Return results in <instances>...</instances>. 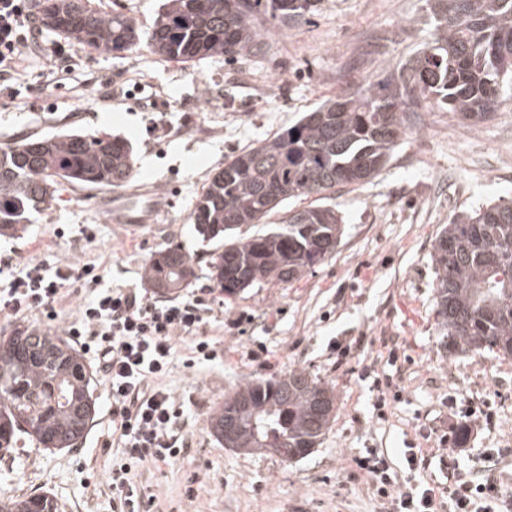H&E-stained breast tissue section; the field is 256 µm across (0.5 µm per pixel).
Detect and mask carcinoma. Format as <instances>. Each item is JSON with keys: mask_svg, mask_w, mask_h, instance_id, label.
<instances>
[{"mask_svg": "<svg viewBox=\"0 0 512 512\" xmlns=\"http://www.w3.org/2000/svg\"><path fill=\"white\" fill-rule=\"evenodd\" d=\"M312 0H168L150 48L182 62L242 58L260 44L261 17L298 22ZM432 38L396 73L327 99L276 137L224 160L199 196L194 230L223 241L211 262L216 286L235 296L256 283H289L336 253L341 218L328 206L292 208L280 224L250 236L286 200L320 195L375 177L410 128L438 107L477 124L512 99V0H427ZM42 28L107 53L140 43L121 12L85 0H36ZM133 172L127 146L107 135L25 138L0 147V235L47 206L63 183L120 188ZM435 317L452 351L512 358V201L456 214L436 235ZM151 286L168 293L195 277L174 245L149 260ZM335 394L304 370L250 379L210 415L212 434L256 435L250 451L284 448L288 461L315 447L335 411ZM96 414L92 377L62 337L18 325L0 336V450L19 435L44 448H71ZM11 512H56L44 494L9 496Z\"/></svg>", "mask_w": 512, "mask_h": 512, "instance_id": "obj_1", "label": "carcinoma"}]
</instances>
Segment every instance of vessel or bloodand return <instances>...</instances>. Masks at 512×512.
Here are the masks:
<instances>
[{
	"label": "vessel or blood",
	"instance_id": "b4317fda",
	"mask_svg": "<svg viewBox=\"0 0 512 512\" xmlns=\"http://www.w3.org/2000/svg\"><path fill=\"white\" fill-rule=\"evenodd\" d=\"M95 206L112 224H155L161 216L158 190L146 183L97 196Z\"/></svg>",
	"mask_w": 512,
	"mask_h": 512
}]
</instances>
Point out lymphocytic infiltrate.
<instances>
[{"label": "lymphocytic infiltrate", "mask_w": 512, "mask_h": 512, "mask_svg": "<svg viewBox=\"0 0 512 512\" xmlns=\"http://www.w3.org/2000/svg\"><path fill=\"white\" fill-rule=\"evenodd\" d=\"M31 20L21 0H0V74L18 70L19 48L27 42ZM70 271L47 273L42 265L29 264L0 293V315L13 318L53 308L64 298ZM92 295L68 327L85 352L94 353L112 394V427L120 442L112 460V497L121 512H141L142 488L130 473L147 461L174 460L182 452L174 426L180 407L161 385L174 341L196 332L205 310L194 298L158 304L121 286L104 288L91 277ZM355 465L389 498L394 512H439L438 490L395 488L385 456L373 453ZM453 512H512V492L494 475L480 482L455 480L449 488Z\"/></svg>", "instance_id": "f902f5d3"}]
</instances>
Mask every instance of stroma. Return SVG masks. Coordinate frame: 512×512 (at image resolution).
Returning a JSON list of instances; mask_svg holds the SVG:
<instances>
[{"label":"stroma","instance_id":"obj_1","mask_svg":"<svg viewBox=\"0 0 512 512\" xmlns=\"http://www.w3.org/2000/svg\"><path fill=\"white\" fill-rule=\"evenodd\" d=\"M163 3L89 0L135 21L142 44L96 54L46 31L23 50L18 75L0 83V147L112 134L130 147L134 177L156 184L163 210L156 224H110L94 191L63 185L31 223L0 236V290L34 262L50 272L85 268L102 287L157 301L150 256L176 244L195 262L184 293L208 313L197 333L177 338L164 379L183 410L185 448L134 471L145 512H389L366 476L350 475L354 459L375 451L406 488L493 473L512 491V358L441 346L432 262L433 240L453 214L512 199V112L477 125L437 108L423 113L420 132L402 136L379 175L330 198L343 224L331 259L291 283L227 297L210 268L220 244L189 220L212 174L322 101L393 73L432 28L424 0H313L298 24H264L246 58L183 63L146 44ZM89 297L86 279H72L53 315L27 323L66 335ZM201 339L216 359L199 358ZM294 369L336 395L335 417L307 456L247 454L210 434V413L241 382ZM92 375L98 411L83 441L51 450L29 442L0 455V496L45 493L58 512H114L112 396L100 370ZM463 423L460 446L451 428ZM410 448L420 459L412 469Z\"/></svg>","mask_w":512,"mask_h":512}]
</instances>
